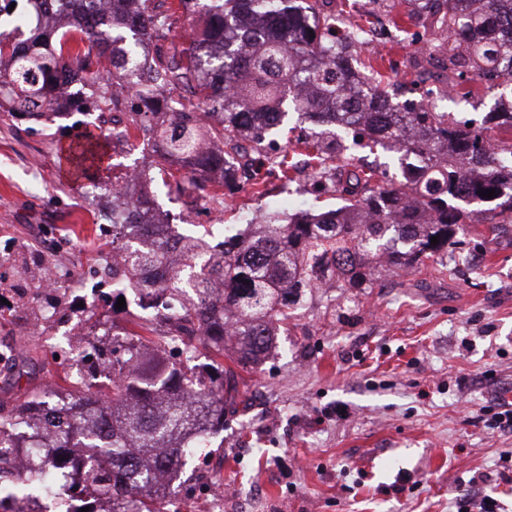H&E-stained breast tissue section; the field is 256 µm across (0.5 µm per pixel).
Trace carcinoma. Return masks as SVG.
<instances>
[{
	"instance_id": "obj_1",
	"label": "carcinoma",
	"mask_w": 512,
	"mask_h": 512,
	"mask_svg": "<svg viewBox=\"0 0 512 512\" xmlns=\"http://www.w3.org/2000/svg\"><path fill=\"white\" fill-rule=\"evenodd\" d=\"M84 13L59 27L35 26L30 32L0 31V105L40 122L70 112L115 110L120 102L112 85L127 81L132 91L125 124L114 120L68 156L79 179L98 187L85 167L110 158L100 142L131 143L143 134L150 160L137 170L138 185L124 175L106 187L112 196L133 190L136 215L112 219V250L126 253L128 269L116 296L131 291L151 313L112 334L110 348L97 352L110 387L96 374L65 375L66 386L36 395L14 412L0 416V448L44 457L45 476L0 468V504L6 497L27 500L23 512H77L74 497L102 500L96 512H170L165 486L157 472L169 467L177 476L212 430L224 426L226 387L239 378L224 366L232 350L237 365L259 363L274 337L287 329L292 310L306 293L334 278L335 288H371L380 267L421 269L448 248L468 224H480L488 211L512 219V145H490L472 125L448 120L445 112L400 106L385 95L384 81L350 62L353 39L336 45L329 34L336 17L322 10L323 0H177L201 25L178 54L157 50L137 57L142 41L161 40L170 32V16L154 12L153 0H134L144 18L126 27L125 14L112 20L97 17L95 0H83ZM443 0L448 71L463 64L480 78L512 88V38L493 41L489 17L503 0ZM466 33L463 51L450 42ZM60 85H72L79 96L61 102ZM191 88L206 103L194 104L172 94ZM312 89L309 98L296 93ZM378 99L385 110L369 137L373 144L398 154L401 176L380 179L344 153L338 131L357 130L359 102ZM292 106L314 129L305 142L308 164L336 180L342 204L318 214H272L238 239L232 250L217 251L207 241L209 229L189 234H152L155 200L152 184L162 180L168 192L197 190L192 204L232 195L251 178L257 156L265 154L264 135L278 127ZM421 136L409 140L407 130ZM205 141L224 143V151L208 153ZM479 160L470 176L459 165ZM495 190L488 199L480 192ZM438 243L431 244L432 237ZM179 247L181 261L165 281L154 284L137 277L143 267L161 263ZM222 282V295L211 294L212 281ZM211 364L200 373V351ZM90 449L95 463L55 492L52 507L41 504L51 490L49 472L63 466L62 457Z\"/></svg>"
}]
</instances>
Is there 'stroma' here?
I'll list each match as a JSON object with an SVG mask.
<instances>
[{"label":"stroma","instance_id":"stroma-1","mask_svg":"<svg viewBox=\"0 0 512 512\" xmlns=\"http://www.w3.org/2000/svg\"><path fill=\"white\" fill-rule=\"evenodd\" d=\"M392 0H332L341 25L370 27L378 14L398 36L374 65L393 100L434 86L435 111L472 122L497 140L487 113L507 107L490 81L460 80L449 96L447 70L410 69L409 5ZM98 114L35 123L0 110V296L17 316L0 319V340L13 338L18 316L55 317L44 334L78 336L84 349L109 343L112 284L86 275L102 263L109 221L88 205L79 182L63 173V144L101 126ZM265 194L242 185L234 209L212 222V241L275 210L290 184L261 168ZM71 275L42 287L40 269ZM295 327L277 336L246 374L223 430L169 487L174 512H512V434L492 431L493 408H512V223L499 234L469 225L427 270L391 269L371 288L319 289L306 295ZM40 341L12 369L0 371V412L11 413L67 372ZM224 489V505L204 501V482Z\"/></svg>","mask_w":512,"mask_h":512}]
</instances>
